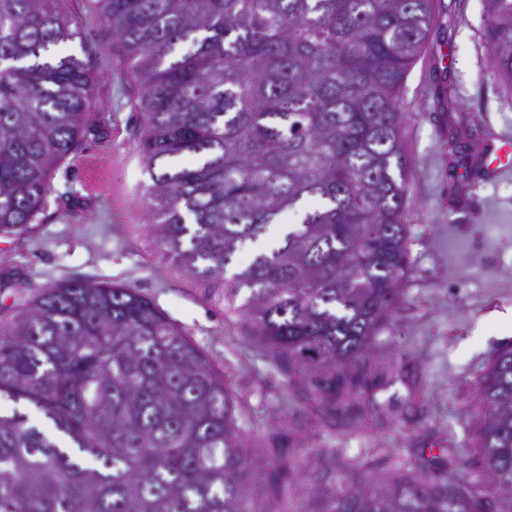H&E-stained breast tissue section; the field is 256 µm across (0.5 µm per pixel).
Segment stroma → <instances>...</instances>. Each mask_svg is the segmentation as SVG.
Wrapping results in <instances>:
<instances>
[{
	"label": "stroma",
	"mask_w": 512,
	"mask_h": 512,
	"mask_svg": "<svg viewBox=\"0 0 512 512\" xmlns=\"http://www.w3.org/2000/svg\"><path fill=\"white\" fill-rule=\"evenodd\" d=\"M68 5L81 35L61 51L90 65V126L54 171L37 222L0 235V321L38 289L72 281L117 284L150 299L223 374L254 462L250 494L271 512H322L323 486L402 479L439 457L440 481H482L472 446L478 384L497 350L512 343L499 325L500 315H512V272L485 257L512 256V177L476 169L474 188L455 195L448 126L463 113L490 134L512 130V99L489 74L485 0H437L426 49L404 80L410 270L396 309L371 339L366 375L343 378L348 409L336 416L324 412L309 377L283 369L251 336L241 311L248 290L234 294L223 278H196L161 249L134 75L93 0ZM444 96L455 111L440 109ZM278 448L288 473L275 500L266 471Z\"/></svg>",
	"instance_id": "stroma-1"
}]
</instances>
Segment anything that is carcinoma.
<instances>
[{
  "mask_svg": "<svg viewBox=\"0 0 512 512\" xmlns=\"http://www.w3.org/2000/svg\"><path fill=\"white\" fill-rule=\"evenodd\" d=\"M68 0H0V234L36 223L94 96L87 65L55 48L79 35ZM131 64L145 117L150 213L166 253L220 277L240 243L308 201L281 245L226 287L246 288L252 334L290 370L336 375L396 309L409 268L400 92L436 0H94ZM490 74L512 96V0H486ZM478 130H448V164ZM0 512H261L235 403L205 353L148 298L112 283L39 290L0 325ZM477 490L416 476L325 493L324 512H512V347L478 387ZM2 414H11L13 409L25 413L31 423L38 425L49 437H54L58 442L64 441V436L53 426L52 422L45 419L32 405L25 401L13 402L10 399L2 397L0 400Z\"/></svg>",
  "mask_w": 512,
  "mask_h": 512,
  "instance_id": "cac0c4a2",
  "label": "carcinoma"
}]
</instances>
